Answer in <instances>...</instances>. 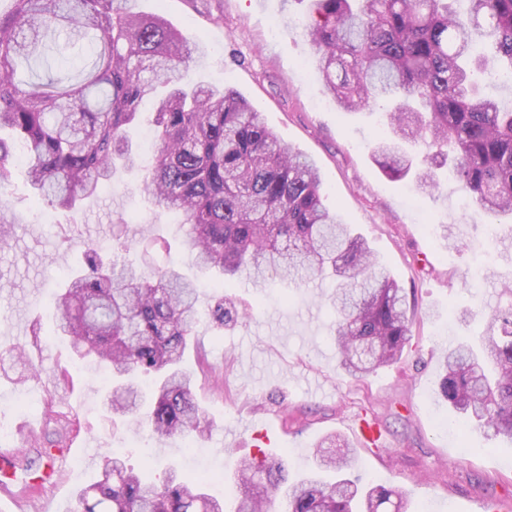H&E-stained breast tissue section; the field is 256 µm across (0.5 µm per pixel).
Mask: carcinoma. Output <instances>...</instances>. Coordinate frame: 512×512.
I'll list each match as a JSON object with an SVG mask.
<instances>
[{"instance_id": "carcinoma-1", "label": "carcinoma", "mask_w": 512, "mask_h": 512, "mask_svg": "<svg viewBox=\"0 0 512 512\" xmlns=\"http://www.w3.org/2000/svg\"><path fill=\"white\" fill-rule=\"evenodd\" d=\"M127 0H12L0 12V131L25 150L31 188L56 210L75 212L99 195L114 169L134 167L126 131L141 102L156 99L158 146L144 171L154 204L175 210L183 248L224 287L257 283L270 272L305 283L328 275L339 367L363 377L397 361L410 339L404 289L377 266L367 241L322 204L316 167L282 144L237 91L193 84L180 66L200 46L161 15L143 16ZM306 37L325 87L346 110L384 109L391 135L375 142L381 169L404 179L412 147L428 149L415 173L419 190L436 188L435 169L454 162L471 202L490 215L512 214V108L480 89L478 76L500 65L512 73V0H310ZM89 38L93 62L77 76L23 82L17 70L50 67L57 38ZM487 50L474 53V35ZM13 152L0 137V214L9 208ZM124 242L90 244L82 270L54 295L57 331L79 360L112 374L111 410L132 425L147 415L156 439L204 435L206 413L184 358L199 322L196 285L173 268L146 272L120 261ZM248 315L224 293L207 308L222 328ZM440 394L454 422L491 439L512 440V305L496 309L478 346L445 350ZM318 451L316 471L290 485L280 459L244 460L234 479L236 512H401L391 489L349 477L350 449ZM37 443L39 466L50 449ZM205 480L174 472L146 481L120 455L77 495L78 512H224Z\"/></svg>"}]
</instances>
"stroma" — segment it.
Instances as JSON below:
<instances>
[{
  "label": "stroma",
  "mask_w": 512,
  "mask_h": 512,
  "mask_svg": "<svg viewBox=\"0 0 512 512\" xmlns=\"http://www.w3.org/2000/svg\"><path fill=\"white\" fill-rule=\"evenodd\" d=\"M131 7L163 15L200 44L189 77L236 89L283 144L317 167L326 205L406 289L410 340L396 363L354 378L338 367L329 281L298 285L272 273L261 287H225L249 315L221 332L206 322L197 328L202 347L188 350L185 365L198 374L195 397L212 427L186 457L182 439L160 441L147 427L112 418L110 374L73 359L68 340L55 333L52 293L79 266L84 245L116 238L128 244L125 261L173 265L196 281L200 307L211 301L213 279L184 259L183 230L174 213L154 206L141 168L118 169L110 189L71 215L36 203L27 167L15 160L4 213L12 237L0 251V441L27 447L26 425L34 421L38 436L60 433L69 450L55 463L54 484L0 492V512H75L78 492L117 450L154 481L172 463L180 475L206 476L230 506L240 459L275 456L296 479L328 436L354 441L359 416L382 426L386 444L357 448L351 472L365 485L402 493L403 512H512V442L474 427L449 429L439 394L444 344L477 336L488 315L512 300L502 293L512 283V216L467 205L453 179L411 196L407 182L380 171L372 147L388 130L379 115L341 109L326 90L304 37L307 0H131ZM12 345L25 346L39 379L19 382ZM52 395L63 398L70 425L46 424ZM259 423L267 440L254 434Z\"/></svg>",
  "instance_id": "stroma-1"
}]
</instances>
